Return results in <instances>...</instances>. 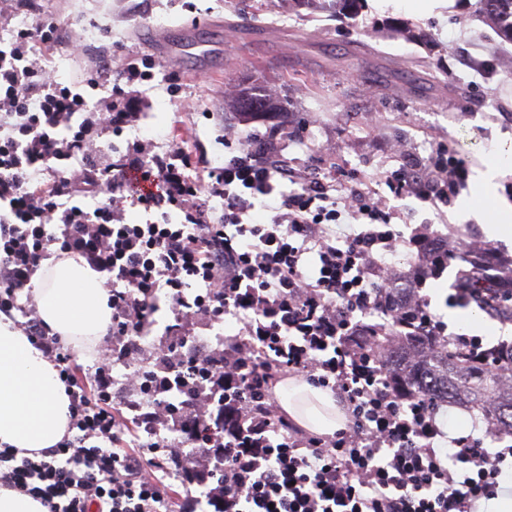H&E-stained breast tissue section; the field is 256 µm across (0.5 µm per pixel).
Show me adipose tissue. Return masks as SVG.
I'll return each mask as SVG.
<instances>
[{"mask_svg": "<svg viewBox=\"0 0 512 512\" xmlns=\"http://www.w3.org/2000/svg\"><path fill=\"white\" fill-rule=\"evenodd\" d=\"M31 296L50 333L75 351L93 352L110 333L112 308L100 273L83 257L58 253L42 260ZM283 408L302 427L321 434L342 428L334 396L289 378L276 387ZM69 398L53 362L12 321L0 320V446L41 451L66 434Z\"/></svg>", "mask_w": 512, "mask_h": 512, "instance_id": "1", "label": "adipose tissue"}]
</instances>
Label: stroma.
Instances as JSON below:
<instances>
[{
	"label": "stroma",
	"mask_w": 512,
	"mask_h": 512,
	"mask_svg": "<svg viewBox=\"0 0 512 512\" xmlns=\"http://www.w3.org/2000/svg\"><path fill=\"white\" fill-rule=\"evenodd\" d=\"M257 2L250 15L242 0H43L65 32L49 65L58 82L80 87L106 62L156 60L154 79L141 87L136 129L112 139L119 149L147 137L161 152L177 139L220 161L225 129L248 135L281 127L305 140L288 149L296 166L345 180L428 162L442 146L471 169L512 147V75L501 74L498 62L512 43L485 21L478 0H455L452 11L438 15L380 10L365 0L352 19ZM247 82L286 103L287 119L234 112L230 102ZM376 191L397 212L393 228L404 241L443 223L449 236L512 256L511 244L484 231L501 204L512 205V173L500 178L491 200L476 198L466 180L440 216L414 196L393 197L385 183ZM472 197L476 207L462 214L460 201ZM457 279L453 262L427 280L422 293L430 312L450 333L481 337L484 346L511 339L512 324L496 318L482 317L477 326L449 319L446 300ZM448 424L488 453L502 447L478 412L449 409Z\"/></svg>",
	"instance_id": "obj_1"
}]
</instances>
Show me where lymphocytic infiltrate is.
Wrapping results in <instances>:
<instances>
[{
	"label": "lymphocytic infiltrate",
	"mask_w": 512,
	"mask_h": 512,
	"mask_svg": "<svg viewBox=\"0 0 512 512\" xmlns=\"http://www.w3.org/2000/svg\"><path fill=\"white\" fill-rule=\"evenodd\" d=\"M14 2L33 19L0 41V112L10 119L0 132V313L18 308L33 267L57 246L111 274L113 335H149L163 304L178 322L199 316L220 323L231 315L266 355L315 375L351 410V425L333 436L304 443L269 437L246 450L233 428L201 440L198 428L213 406L189 410L198 392L157 405L148 376H138L143 398L130 409L147 447L169 445L154 429L161 418L198 457L223 449L233 477L210 496L213 512H475L480 499L495 496L512 446L491 455L460 437L435 447L443 435L438 406L393 387L384 351L357 341L366 328L362 315L425 309L427 279L471 251L470 242L435 250L419 237L416 262L396 268L387 260L400 244L395 213L366 181L339 184L296 167L270 136L240 144L218 164L178 142L161 154L137 142L118 159H99L92 151L98 132L139 120L132 87L152 79L155 60L129 56L102 66L88 84L110 83L112 95L91 103L38 59L61 42L56 18L31 0ZM466 176L464 160L441 149L424 171H401L388 185L395 195L445 205ZM130 207L158 218L127 223ZM258 207L267 220H253ZM28 328L66 384L68 430L55 448L31 458L1 448L0 489L30 496L49 512H157L164 483L121 447L112 405V371L130 362L127 348L107 347L94 374L80 378L56 337L39 323ZM170 352L181 369L204 370L208 387L236 391L237 412L250 413L253 360L202 359L183 340ZM62 456L68 464H59Z\"/></svg>",
	"instance_id": "lymphocytic-infiltrate-1"
}]
</instances>
